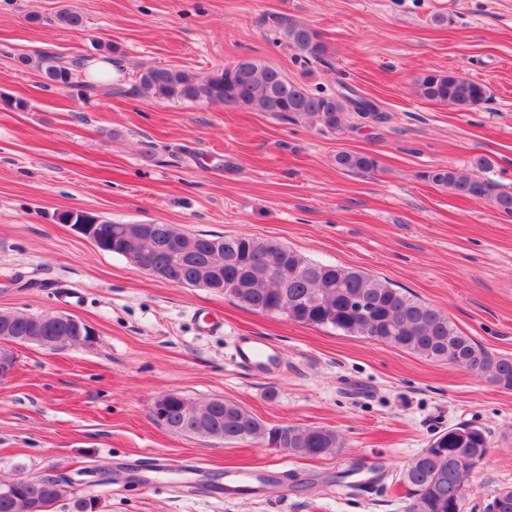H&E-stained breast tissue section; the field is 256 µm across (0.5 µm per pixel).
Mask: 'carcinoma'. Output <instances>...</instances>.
Returning <instances> with one entry per match:
<instances>
[{
  "label": "carcinoma",
  "instance_id": "cac0c4a2",
  "mask_svg": "<svg viewBox=\"0 0 512 512\" xmlns=\"http://www.w3.org/2000/svg\"><path fill=\"white\" fill-rule=\"evenodd\" d=\"M56 19L71 29L83 25L82 15L67 8L60 10ZM279 37L304 63L327 62V45L310 26L288 21ZM21 62L33 66L45 85L65 89L74 86L82 58L39 52L34 57H22ZM134 91L141 97L167 102L228 105L242 111L265 112L277 119L301 120L331 132L342 129L353 116L378 124L389 120L387 113L350 87L341 92L315 93L306 83L290 80L281 70L253 57L208 76L176 67H149L140 73ZM414 91L423 100L448 105L459 112L471 111L489 98L485 84L451 71L422 74ZM336 164L347 171L370 172L377 169L378 161L367 153L342 151L336 154ZM471 166L481 175L446 166L427 170L422 178L464 197L491 199L500 211L512 215V192L500 189L495 180L486 177L493 171L494 162L478 156ZM55 221L95 225L99 250L123 256L139 266L147 258L157 278L165 282L196 288L200 272L207 270L226 287L208 284L206 288L250 310L278 315L286 297V318L292 322L372 338L426 359L448 361L496 388L512 390V357L488 350L460 332L442 311L362 270L309 261L283 245L285 275L275 279L264 272L269 240L187 234L170 224H146L138 231V243L132 248L125 241L113 239L122 225L96 213L64 210L55 214ZM11 315L8 327L12 336H28L33 327L41 326L39 346L54 348L59 340L68 346H83L88 340V336L63 325L43 321L41 314L13 311ZM156 423L179 435L286 448L293 455L308 458L337 454L344 448L333 429L270 427L238 402L223 398L192 402L173 394ZM458 448L469 449L479 459L487 456L491 431L462 424L436 434L400 472L399 481L408 496L407 512H464L472 488L470 472L457 467ZM65 493L62 484L51 477H32L17 492L1 483L0 512H23L21 503L25 498H38L49 509ZM484 512H512V486L495 489L485 500Z\"/></svg>",
  "mask_w": 512,
  "mask_h": 512
}]
</instances>
